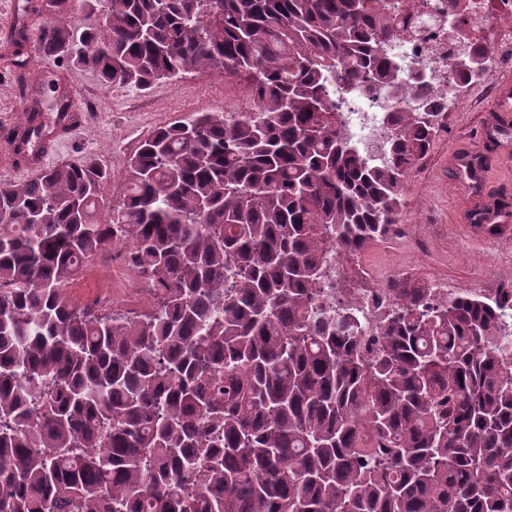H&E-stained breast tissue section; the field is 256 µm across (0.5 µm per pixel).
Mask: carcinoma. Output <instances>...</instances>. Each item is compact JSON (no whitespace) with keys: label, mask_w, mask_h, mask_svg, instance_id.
Segmentation results:
<instances>
[{"label":"carcinoma","mask_w":512,"mask_h":512,"mask_svg":"<svg viewBox=\"0 0 512 512\" xmlns=\"http://www.w3.org/2000/svg\"><path fill=\"white\" fill-rule=\"evenodd\" d=\"M49 57L105 87L246 75L128 158L0 179V512H512V374L494 297L400 289L367 329L320 303L335 256L401 223L451 85L385 48L434 0H47ZM392 89L381 158L334 93ZM32 112L15 155L43 135ZM126 245L133 318L69 288Z\"/></svg>","instance_id":"cac0c4a2"}]
</instances>
